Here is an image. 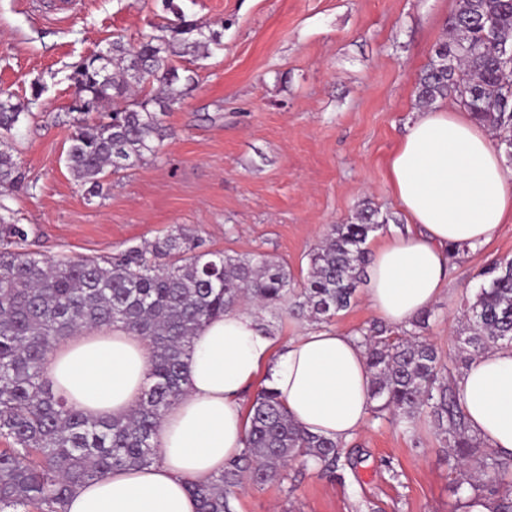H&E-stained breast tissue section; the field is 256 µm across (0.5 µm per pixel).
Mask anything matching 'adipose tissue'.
<instances>
[{
	"label": "adipose tissue",
	"mask_w": 512,
	"mask_h": 512,
	"mask_svg": "<svg viewBox=\"0 0 512 512\" xmlns=\"http://www.w3.org/2000/svg\"><path fill=\"white\" fill-rule=\"evenodd\" d=\"M387 170L411 229L374 246L366 304L402 326L442 298L449 245H486L512 223V180L467 112L417 113ZM150 360L146 340L119 328H92L62 339L43 372L87 417L109 419L135 408ZM252 387L273 390L306 432L341 443L364 430L373 406L365 350L355 336L312 329L280 344L256 309L227 310L192 341L182 394L163 418L158 458L78 486L65 512H197L187 484L209 481L240 454ZM456 391L471 431L512 456V347L474 355L457 376Z\"/></svg>",
	"instance_id": "adipose-tissue-1"
}]
</instances>
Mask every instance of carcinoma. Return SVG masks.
Segmentation results:
<instances>
[{
  "label": "carcinoma",
  "instance_id": "1",
  "mask_svg": "<svg viewBox=\"0 0 512 512\" xmlns=\"http://www.w3.org/2000/svg\"><path fill=\"white\" fill-rule=\"evenodd\" d=\"M163 6L173 16L167 24L151 26L135 42L116 35L106 49L71 66L74 98L84 111L73 119L66 164L91 197L101 195L108 174L156 158L165 136L161 116L182 103L194 82L179 74L173 57L206 58L222 45L221 32L188 18L176 0ZM448 30L456 38L437 45L418 83L419 102L456 94L475 120L498 132L512 157V66L494 49L499 38L512 39V0H458ZM147 80L157 88L146 89ZM23 115L13 95H0V185L30 187L9 146ZM386 223L365 208L354 223L330 225L298 280L260 253L200 257L198 239L183 228L111 257L49 260L24 248V225L0 221V512H62L75 486L151 464L198 329L244 300L330 322L351 307L365 276L369 234ZM479 276L481 288L462 307L467 336L457 354L441 356L423 336L429 310L401 336L383 327L360 329L359 341L375 418L411 436L420 417L433 419L464 476L457 509L468 512L481 498L491 512H512L506 482L512 458L470 432L455 389L454 369L464 353L512 345V259L485 266ZM111 326L151 344V383L128 416L93 420L53 391L42 362L61 338ZM342 457V446L307 433L274 392L262 389L252 401L245 448L213 480L188 489L197 512H233L244 482L275 480L293 462L333 471L344 466Z\"/></svg>",
  "mask_w": 512,
  "mask_h": 512
}]
</instances>
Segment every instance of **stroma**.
<instances>
[{
    "label": "stroma",
    "mask_w": 512,
    "mask_h": 512,
    "mask_svg": "<svg viewBox=\"0 0 512 512\" xmlns=\"http://www.w3.org/2000/svg\"><path fill=\"white\" fill-rule=\"evenodd\" d=\"M56 2L0 0V91L28 106L14 146L33 182L0 187V219L26 225L31 250L110 256L184 228L207 250L263 253L299 278L329 225L363 208L404 231L386 160L421 109L416 84L457 0H179L222 45L176 59L195 84L163 116L171 134L157 158L110 176L93 199L65 164L71 65L167 14L161 0H69L60 13ZM36 82L46 90L35 102ZM503 258L512 223L454 260L427 332L441 353L464 333L463 296ZM343 453L350 466L331 476L294 463L285 479L245 483L235 512H456L459 473L432 421L411 437L369 419Z\"/></svg>",
    "instance_id": "stroma-1"
}]
</instances>
